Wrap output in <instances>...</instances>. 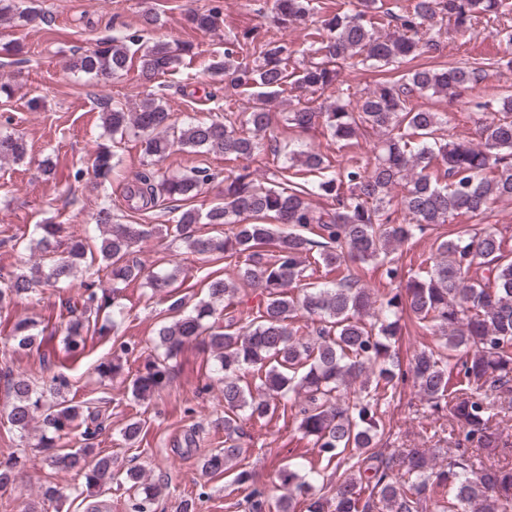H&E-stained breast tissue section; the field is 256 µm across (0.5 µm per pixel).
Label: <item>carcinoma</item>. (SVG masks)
I'll return each mask as SVG.
<instances>
[{"instance_id":"obj_1","label":"carcinoma","mask_w":512,"mask_h":512,"mask_svg":"<svg viewBox=\"0 0 512 512\" xmlns=\"http://www.w3.org/2000/svg\"><path fill=\"white\" fill-rule=\"evenodd\" d=\"M316 0H273V22L304 25L318 44L319 60L293 57L284 40L262 43L248 33L224 40V58L209 65L211 73L252 97L243 112H226L224 120L190 118L178 124L161 101L147 96L130 109L104 104L102 127L108 133L131 132L138 138L147 168L135 177L130 197L150 208L163 198L181 202L213 179L205 168L182 174L150 168L176 146L222 154L229 160L249 159L263 151L277 154L269 136L272 103L291 87L316 93L334 85L345 65L395 70L364 95L351 92L314 108L297 101L280 113L283 126L305 133L321 122L337 141L349 145L370 128L381 134L374 162L354 159L337 165L314 150H292L280 166L283 187L264 186L243 172L224 179V204L201 214L187 209L164 226L116 224L112 204L94 214L101 233L91 248L90 233L74 236L59 250L61 225L47 218L35 225L39 260L19 273L0 279V306L28 298L40 284H63L82 261L97 275L112 280V328L124 319L117 295L128 283L144 284L165 300L177 318L157 332L160 357L130 378L133 398L145 400L168 377V362L184 347L200 341L212 352L224 382V447L203 464L206 473L228 471L226 464L247 452L243 421L270 419L289 395L303 398L298 430L313 441L316 457L290 463L282 473L288 493L269 497L257 487L236 503L242 512H507L512 506V445L501 441L492 423H502L512 409V252L503 238L490 233H462L441 241L429 264L403 289L373 294L360 287L355 268L378 262L382 275L394 282L400 270L390 258L397 245L410 241L435 224L459 214L478 216L500 198H512V95L491 97L478 104L491 119L482 127L483 144L447 138L448 116L412 104L415 93L457 94L495 66L512 69V60L475 59L429 65L419 59L439 50L448 27L469 32L482 22H495L496 33L512 44V0H415L398 12L383 9V0H345L313 26ZM35 7L0 0V22L32 20ZM187 21L196 29L214 31L223 24L212 7L194 12ZM188 45L140 42L138 35L114 37L73 54L69 68L94 77H120L138 58L145 83L174 71L189 54ZM22 137L0 134V161L25 158ZM117 166L107 146L95 153L92 172L106 181ZM317 173L320 179L296 181ZM401 188L403 221L389 213L392 191ZM331 201L319 210L309 198ZM224 228L219 235H201L197 225ZM165 233L201 256L216 253L235 264L237 278L208 282L207 298L187 308L177 295L175 274L145 272L134 257L146 238ZM336 277L313 280L319 267ZM261 289L257 305L235 309L216 325L217 304L233 303L239 284ZM102 303L97 293L84 300L81 317L67 322L63 345L70 357L82 355L90 324L97 323ZM413 325L439 337L440 350L423 351L409 365L420 392L433 407L460 425L464 447L439 469L428 454L411 448L403 457L373 451L384 430L378 393H395L405 376L395 356L399 337ZM307 317L312 326L300 324ZM35 324H15L12 339L20 348L42 342ZM461 351L460 363L448 365L443 350ZM121 354L97 366L105 376L123 369ZM12 405L7 420L25 433L42 417L38 447L55 448L57 441L83 428V406L65 399L50 402L44 390L27 378L9 380ZM507 460L472 478L484 453ZM50 464L84 473L86 490L112 478V457L93 456L88 448L55 453ZM334 465L336 480L320 485L322 471ZM127 476L141 499L136 512L148 508L161 487L148 482L141 469Z\"/></svg>"}]
</instances>
